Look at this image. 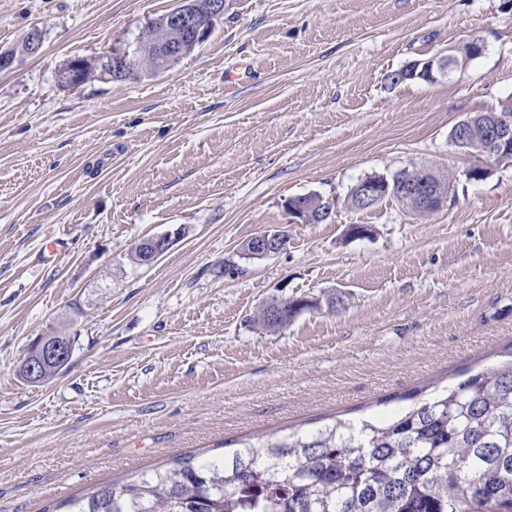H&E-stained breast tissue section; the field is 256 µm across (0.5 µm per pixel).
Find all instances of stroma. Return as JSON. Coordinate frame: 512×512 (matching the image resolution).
Returning a JSON list of instances; mask_svg holds the SVG:
<instances>
[{"mask_svg":"<svg viewBox=\"0 0 512 512\" xmlns=\"http://www.w3.org/2000/svg\"><path fill=\"white\" fill-rule=\"evenodd\" d=\"M174 4L0 0V53H16L0 68V512H49L224 440L386 418L512 345V164L449 140L512 98V0H230L162 75L61 83L67 60ZM473 36L485 49L465 70L393 81ZM410 164L452 172L443 209L345 205ZM305 194L334 200L331 218L292 223ZM179 225L151 267L129 261ZM266 230L287 251L244 258ZM331 294L336 309L284 330L254 321L272 299ZM48 334L75 337L71 365L25 383Z\"/></svg>","mask_w":512,"mask_h":512,"instance_id":"stroma-1","label":"stroma"}]
</instances>
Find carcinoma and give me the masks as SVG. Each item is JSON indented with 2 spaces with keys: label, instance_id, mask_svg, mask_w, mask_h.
<instances>
[{
  "label": "carcinoma",
  "instance_id": "carcinoma-1",
  "mask_svg": "<svg viewBox=\"0 0 512 512\" xmlns=\"http://www.w3.org/2000/svg\"><path fill=\"white\" fill-rule=\"evenodd\" d=\"M163 16L138 32L141 59L115 81L137 80L169 63L153 42ZM422 176L448 192L453 174L405 166L389 176ZM258 324L276 332L309 303L275 301ZM65 512H512V357L430 394L379 422L337 419L311 430H279L176 457L122 482L65 501Z\"/></svg>",
  "mask_w": 512,
  "mask_h": 512
}]
</instances>
